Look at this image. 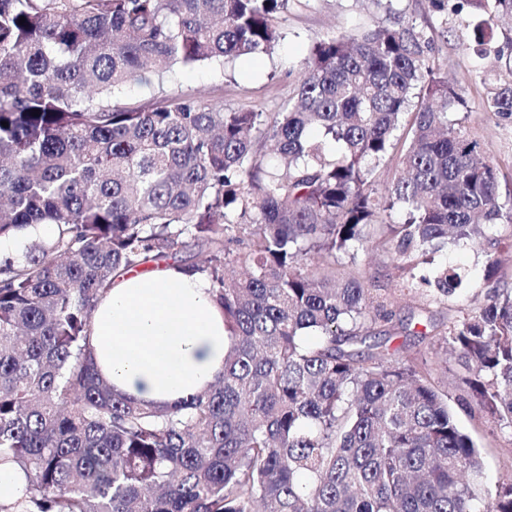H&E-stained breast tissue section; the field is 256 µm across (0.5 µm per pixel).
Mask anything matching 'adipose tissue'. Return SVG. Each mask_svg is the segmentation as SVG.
<instances>
[{"label": "adipose tissue", "mask_w": 512, "mask_h": 512, "mask_svg": "<svg viewBox=\"0 0 512 512\" xmlns=\"http://www.w3.org/2000/svg\"><path fill=\"white\" fill-rule=\"evenodd\" d=\"M91 329L102 378L142 403L178 406L224 369V314L201 274L122 275L97 304Z\"/></svg>", "instance_id": "adipose-tissue-1"}]
</instances>
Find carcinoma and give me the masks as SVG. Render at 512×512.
Instances as JSON below:
<instances>
[{
    "label": "carcinoma",
    "mask_w": 512,
    "mask_h": 512,
    "mask_svg": "<svg viewBox=\"0 0 512 512\" xmlns=\"http://www.w3.org/2000/svg\"><path fill=\"white\" fill-rule=\"evenodd\" d=\"M428 3L470 19L480 56L512 17V0ZM283 7L0 0V241L21 245L0 254V463L26 480L0 512H512V474L483 486L437 363L387 348L389 301L356 262L382 250L405 289L446 297L472 272L421 257L512 223L423 30L386 0L385 20L310 48L279 112L126 94L271 54ZM481 83L512 118V79ZM168 262L208 278L226 350L208 390L160 408L99 376L90 320L115 279ZM423 326L456 353L477 417L512 429V289Z\"/></svg>",
    "instance_id": "1"
}]
</instances>
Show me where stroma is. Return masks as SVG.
Returning <instances> with one entry per match:
<instances>
[{
	"label": "stroma",
	"mask_w": 512,
	"mask_h": 512,
	"mask_svg": "<svg viewBox=\"0 0 512 512\" xmlns=\"http://www.w3.org/2000/svg\"><path fill=\"white\" fill-rule=\"evenodd\" d=\"M393 5L433 38L431 56L436 75L452 83L464 99L470 113L467 130L482 151L497 163L501 193L512 195V119L495 118L486 112L485 90L479 77L483 70L504 79L512 77V22L499 24L494 31V51L481 60L473 53L463 19L452 16L441 21L429 10L428 0H394ZM378 18L372 0H285L281 13L282 40L273 55L241 57L227 65L221 75L205 67L182 68L166 88L222 102L228 110L277 112L292 97L300 64L315 42L336 32L371 25ZM489 252L499 260L492 270L487 269L485 262ZM357 261L371 286L390 297L393 317L386 328L395 343H406L408 354L413 356L426 352L428 343L406 335L407 323L422 315L447 325L485 304L491 286L512 287V227L503 223L488 238L449 246V263L470 266L475 284L442 301L429 302L404 289V275L390 254L374 252L358 256ZM439 379L448 388L449 404L460 425L482 448L485 486L494 487L502 475L512 470V431L496 430L491 424L470 418L459 401L461 392L455 387L454 372L440 373Z\"/></svg>",
	"instance_id": "obj_1"
}]
</instances>
